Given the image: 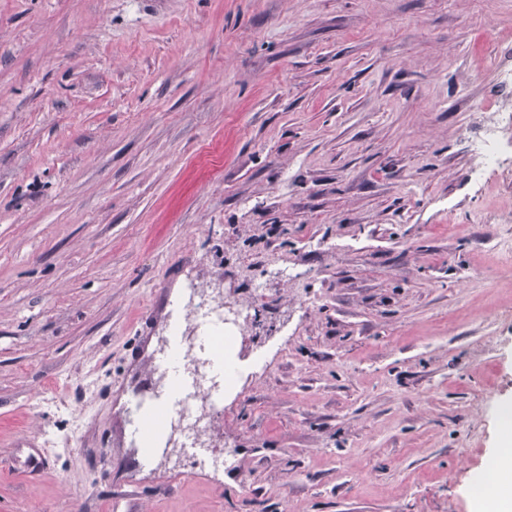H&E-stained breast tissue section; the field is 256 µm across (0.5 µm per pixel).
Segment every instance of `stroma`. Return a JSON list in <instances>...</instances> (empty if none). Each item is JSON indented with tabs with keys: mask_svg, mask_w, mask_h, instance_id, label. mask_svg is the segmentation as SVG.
I'll list each match as a JSON object with an SVG mask.
<instances>
[{
	"mask_svg": "<svg viewBox=\"0 0 512 512\" xmlns=\"http://www.w3.org/2000/svg\"><path fill=\"white\" fill-rule=\"evenodd\" d=\"M501 47L512 0H0V512H472L512 401V173L471 177ZM176 288L266 328L204 464L177 421L133 476L114 407Z\"/></svg>",
	"mask_w": 512,
	"mask_h": 512,
	"instance_id": "obj_1",
	"label": "stroma"
}]
</instances>
